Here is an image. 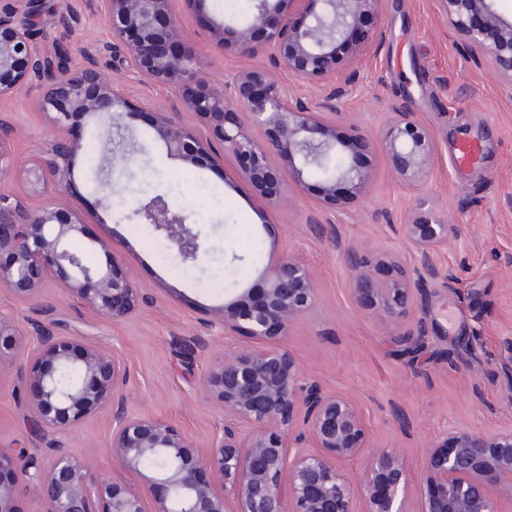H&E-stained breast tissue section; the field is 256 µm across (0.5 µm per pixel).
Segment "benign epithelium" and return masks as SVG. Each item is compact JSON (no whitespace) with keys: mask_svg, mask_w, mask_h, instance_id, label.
Instances as JSON below:
<instances>
[{"mask_svg":"<svg viewBox=\"0 0 512 512\" xmlns=\"http://www.w3.org/2000/svg\"><path fill=\"white\" fill-rule=\"evenodd\" d=\"M112 39L127 53L128 72L144 82L169 85L176 100L171 111L154 117V137L167 155L206 154L214 164L232 157L239 173L270 205L284 200V185L273 165L288 166L305 182L328 157L338 165L321 178L323 208L336 207V191L365 195L368 171L358 158L383 151L397 179L420 186L434 164L432 133L395 106L382 137L362 132L336 137L326 114L340 112L338 96L314 104L294 103L267 69H250L217 85L197 68L199 48L184 41L170 0H101ZM495 0H441L448 28L462 44L480 53L512 90V17L494 8ZM381 0H258L250 20L239 28L222 25V46L242 56L266 54L277 69L315 81L344 69L364 50L379 20ZM45 0H11L0 8V100L37 80L43 83L41 108L58 128L74 117L104 131L123 126L127 103L108 73V64L91 58L71 67L72 52L58 45L46 58L35 47ZM248 121L229 118L232 109ZM184 110L212 132L175 120ZM262 132L258 139L253 129ZM81 142L55 136L38 160L24 170L38 193L65 192L73 176V157ZM14 175L12 138L0 130V286L34 302L48 284L80 299L102 318L119 324L139 307L135 280L121 259L89 266L69 249L82 235L78 217L55 204L30 207L5 188ZM153 226L184 261L201 258V245L186 216L162 197L132 210ZM314 229L336 242L352 272V292L365 309L393 323L414 310L418 283L405 266L386 257L391 277L379 282L370 261L335 235L332 225L312 218ZM452 231L435 206L422 198L400 234L421 260L423 273L438 275L432 254L448 245ZM267 288L259 300L251 290L217 310L224 331L253 343L226 351L200 378L207 398L224 409V433L201 454L187 435L168 422L127 412L122 390L127 372L109 353L78 336L55 331L53 322L34 327L39 348L28 383L29 423L43 435L72 429L101 412L112 413V458L143 481L144 490L88 478L86 462L58 453L45 463L35 456L17 459L0 451V512H17L16 491L30 488L47 512H411L405 461L370 448L366 419L347 397L304 385L294 356L273 339L310 312L316 288L309 268L288 258L265 270ZM26 330L0 316V366L19 355ZM369 455L361 482L345 465ZM159 461L146 468V460ZM427 493L418 512H512V427L486 434L459 428L428 452ZM152 507H147V504Z\"/></svg>","mask_w":512,"mask_h":512,"instance_id":"benign-epithelium-1","label":"benign epithelium"}]
</instances>
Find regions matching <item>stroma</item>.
Masks as SVG:
<instances>
[{
	"mask_svg": "<svg viewBox=\"0 0 512 512\" xmlns=\"http://www.w3.org/2000/svg\"><path fill=\"white\" fill-rule=\"evenodd\" d=\"M61 2L69 10L45 17L39 47L50 52L68 44L76 65L81 51H106L129 110L124 138L110 148L96 127L71 128L82 149L63 200L83 223L84 241L107 246L93 254L92 263L105 264L111 254L121 258L142 300L120 324L55 287L44 289L42 301L61 329L120 361L128 375L122 394L130 412L167 421L201 451L222 434L224 412L205 397L199 379L214 357L248 339L225 335L214 311L237 288L261 296L264 268L293 257L310 269L316 302L279 342L295 357L303 383L353 399L373 444L404 459L411 504H419L424 491L426 454L446 433L459 426L483 433L512 426V373L506 370L512 362V92L488 64L471 59L438 0H382L378 27L353 66L351 82L331 75L312 83L275 72L279 88L295 102L339 93L337 137L358 129L380 139L396 105L434 136L435 164L423 186L402 185L388 157L377 151L361 160L371 174L365 196L337 199L328 213L344 243L375 257L396 256L413 276L419 258L404 244L399 226L417 198L428 196L452 224L447 246L433 256L438 276L421 284L422 313L398 325L357 304L342 253L312 229L310 219L320 211L318 179L302 185L280 169L286 200L274 208L240 178L233 158L217 167L204 156H168L151 125L155 113L170 109L174 90L126 71L124 50L112 44L100 0ZM170 6L181 35L200 47L198 66L210 80L269 66L268 57H244L218 45L212 22L240 26L249 19L231 0H171ZM40 97V86L32 84L0 102V125L11 133L15 156L9 186L34 207L48 198L30 191L22 171L52 133ZM466 136L481 140L483 158L460 174L453 157ZM156 193L184 211L207 255L204 263L186 268L176 256L161 258L153 227L131 218L132 209ZM451 274L457 280L453 289ZM410 333L423 334L419 347L404 342ZM37 346L35 335L26 336L21 354L0 368V448L45 461L53 452L69 453L89 463L98 479L138 484L112 458L111 413L46 437L30 434L27 370Z\"/></svg>",
	"mask_w": 512,
	"mask_h": 512,
	"instance_id": "1",
	"label": "stroma"
}]
</instances>
